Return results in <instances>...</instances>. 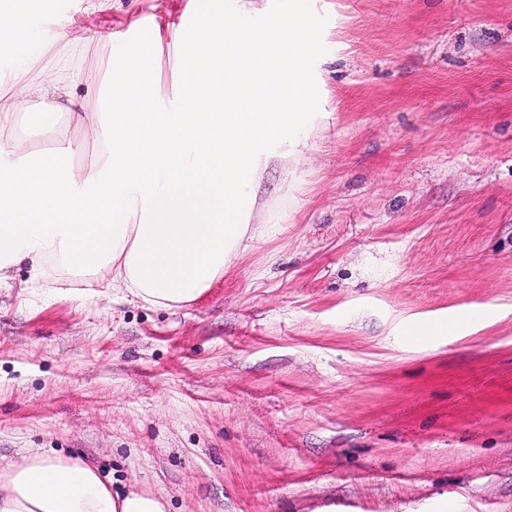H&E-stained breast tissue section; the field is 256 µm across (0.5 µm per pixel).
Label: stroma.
Here are the masks:
<instances>
[{
    "instance_id": "obj_1",
    "label": "stroma",
    "mask_w": 512,
    "mask_h": 512,
    "mask_svg": "<svg viewBox=\"0 0 512 512\" xmlns=\"http://www.w3.org/2000/svg\"><path fill=\"white\" fill-rule=\"evenodd\" d=\"M188 0H112L120 33ZM329 119L178 309L0 288V456L170 512H512V0H317ZM475 312L452 336L414 330Z\"/></svg>"
}]
</instances>
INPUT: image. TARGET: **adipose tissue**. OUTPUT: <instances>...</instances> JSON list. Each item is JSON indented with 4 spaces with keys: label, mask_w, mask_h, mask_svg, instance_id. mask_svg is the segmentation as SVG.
<instances>
[{
    "label": "adipose tissue",
    "mask_w": 512,
    "mask_h": 512,
    "mask_svg": "<svg viewBox=\"0 0 512 512\" xmlns=\"http://www.w3.org/2000/svg\"><path fill=\"white\" fill-rule=\"evenodd\" d=\"M312 0H289L265 27L245 9L199 11L198 35L149 29L139 52L77 21L35 44L22 0H0V287L20 263L62 271L164 308L199 299L254 239L260 174L298 167L321 113L324 37ZM183 68L175 100L159 90L164 42ZM62 127L26 126L31 115ZM93 150L90 162L80 155ZM0 512H169L150 490L114 492L84 459L38 452L0 462Z\"/></svg>",
    "instance_id": "ef3b65f1"
}]
</instances>
